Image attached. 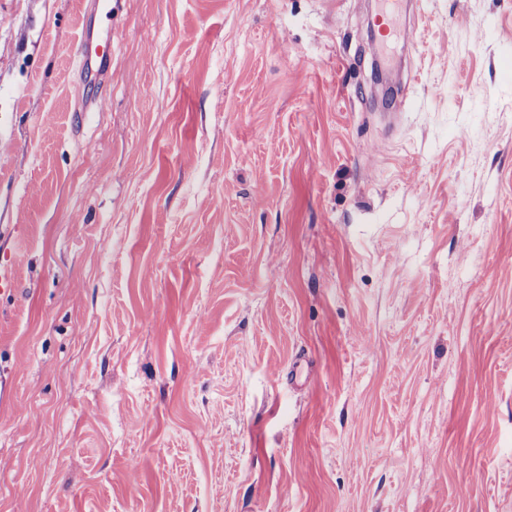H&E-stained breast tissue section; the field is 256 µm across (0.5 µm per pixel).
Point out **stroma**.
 Returning a JSON list of instances; mask_svg holds the SVG:
<instances>
[{"label":"stroma","mask_w":512,"mask_h":512,"mask_svg":"<svg viewBox=\"0 0 512 512\" xmlns=\"http://www.w3.org/2000/svg\"><path fill=\"white\" fill-rule=\"evenodd\" d=\"M381 2L0 0V512H512V0ZM112 30L105 37H96L88 30L80 47L79 76L90 82H98L107 76L112 61Z\"/></svg>","instance_id":"stroma-1"}]
</instances>
